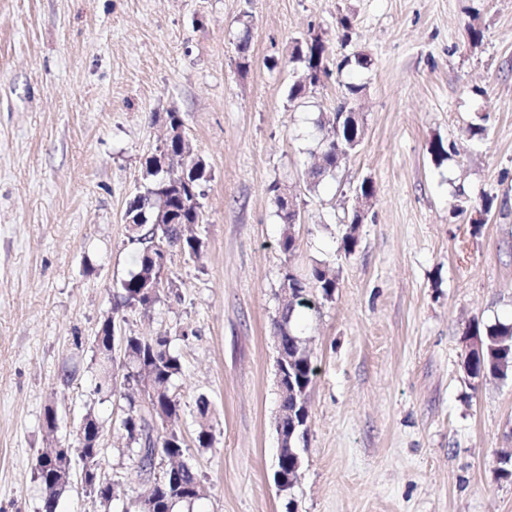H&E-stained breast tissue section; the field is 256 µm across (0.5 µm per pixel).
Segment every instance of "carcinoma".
<instances>
[{"instance_id": "obj_1", "label": "carcinoma", "mask_w": 512, "mask_h": 512, "mask_svg": "<svg viewBox=\"0 0 512 512\" xmlns=\"http://www.w3.org/2000/svg\"><path fill=\"white\" fill-rule=\"evenodd\" d=\"M290 61L304 66V76L289 89L288 100L295 102L306 98L312 91L322 85L330 75V65L337 64V69H350L353 72L367 70L372 65L370 57L361 53L344 56L334 62L329 44L318 37H310L294 42ZM364 90V85L357 82L346 84L345 100L329 115H322L316 122L319 131L326 133L318 143V163L306 172L308 189L316 190L324 180L336 175L341 166L358 143L342 129V141L336 143V122L339 112L345 107H355ZM143 178L146 181L144 193L135 197L130 203L133 214L147 220L162 205L165 210L174 214L175 223L165 226L142 224L133 233L134 240L142 245L135 259V270L120 284L119 303L112 315L106 317L94 340V349L107 347L110 331H121L119 310L139 308L149 311L159 301V294L151 295L142 292L144 288H153L159 283V276L166 267L169 253L158 246L165 242L191 258H200L204 242L193 234L184 233L183 226L200 224L203 221V203L205 196L204 183L208 181L206 164L197 158L192 168H184L178 161H170L169 168L164 170L154 165V158L148 157L144 163ZM279 185L270 187L276 214L284 224L279 240V249L285 254L296 250V240L288 235L291 231L292 214L288 205L277 194ZM293 291L283 299L280 315L273 322L274 335L280 337L283 351L292 355L300 353L298 360L288 368L289 377L299 389L298 397L283 398L282 408L288 414L296 416L300 426L297 431L301 442H306L308 435V418L299 414L294 400H309L310 387L319 372L317 359L306 350L305 340L299 331L296 319L301 311L312 310L317 306L335 298L339 287L336 272L320 265L313 268L312 281L305 283L299 279L292 281ZM467 336H477L481 342L478 351L465 354L462 362L463 370L470 379H505L512 375V326L496 324L481 330L478 323H473L466 330ZM122 368L124 380L130 392L123 394L128 403L123 428L128 444L135 446L133 463L138 474L152 475L162 461L179 460L180 470L175 482H156L150 491L153 498V512H174L179 505H192L203 499L198 491L204 484L197 474L181 461L185 455L184 442L176 429L181 418L179 402L172 393L173 383L181 374L180 359L169 348V336H124ZM197 414L200 418L198 442L202 446L212 443V427L208 423L210 412L209 400L201 395L196 401ZM165 417L167 427L160 434L150 423L152 415ZM75 452L85 468H99L100 452H94L78 442ZM45 491L44 512H56L59 498L68 491V485L60 479H52L51 472L43 471L39 476Z\"/></svg>"}]
</instances>
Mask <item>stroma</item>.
Segmentation results:
<instances>
[{"label":"stroma","instance_id":"obj_1","mask_svg":"<svg viewBox=\"0 0 512 512\" xmlns=\"http://www.w3.org/2000/svg\"><path fill=\"white\" fill-rule=\"evenodd\" d=\"M312 34L335 58L373 61L362 143L315 192L316 120L348 77L289 102L291 47ZM170 111L210 172L194 228L205 249L172 251L159 301L122 315L126 331L167 334L181 360L178 430L207 488L195 512H286L273 320L285 273L318 264L339 286L299 319L320 371L297 512H512V377L461 371L470 323L512 324V0H0V512H43L36 454L76 446L90 411L102 473L130 497L150 485L122 428L123 377L116 397L96 393L91 342L134 269L125 211ZM437 139L455 148L441 162ZM366 179L375 194L348 255ZM275 183L301 214L288 256ZM484 196L487 214L473 207Z\"/></svg>","mask_w":512,"mask_h":512}]
</instances>
